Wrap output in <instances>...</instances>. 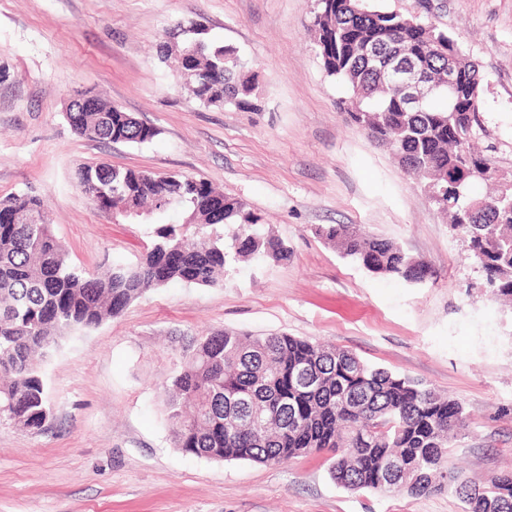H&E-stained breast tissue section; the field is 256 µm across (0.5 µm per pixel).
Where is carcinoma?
Segmentation results:
<instances>
[{"label":"carcinoma","instance_id":"carcinoma-1","mask_svg":"<svg viewBox=\"0 0 512 512\" xmlns=\"http://www.w3.org/2000/svg\"><path fill=\"white\" fill-rule=\"evenodd\" d=\"M312 30L327 74L350 86L342 102L349 121L389 148L407 172L435 176L434 205L464 237L491 296L512 300V184L484 197L482 209L468 194L471 184L488 180L476 175L489 170L474 149L478 104L468 98L458 103L442 89L409 110L395 90L377 87L376 62L361 49L366 40H379L387 50L401 40L427 71L443 73L448 54L436 40L447 33L360 0H315ZM178 57L183 58L179 77L202 105L257 106L255 77L239 50L212 42L200 22L176 25L159 44L162 63ZM457 64L470 87L481 85L472 60L461 53ZM98 103V112L66 113L76 134L124 144L149 143L159 135L121 107ZM76 180L96 204L119 192L142 219L177 211L182 222L159 226L152 249L137 263L118 262L87 275L71 265L51 224L14 222L20 211L43 213L39 198H0V422L32 434L43 429L50 410L40 359L55 351L59 340L117 315L149 288L174 280L221 284L231 254L288 257L280 240L257 233L259 218L241 201L204 181L105 164L79 168ZM217 224L233 227L231 242L222 235L189 233ZM316 233L372 273L409 282L428 274L427 265L397 243L355 225L330 224ZM167 382L172 391L167 421L174 447L185 454L268 464L329 451L338 484L378 493L384 492L381 463L392 456L405 465L398 483L412 496L447 491L467 512H512L511 473L483 484L443 477L449 436L468 426L458 401L348 350L285 333L215 331L193 337ZM248 405L262 418L258 429L240 417Z\"/></svg>","mask_w":512,"mask_h":512}]
</instances>
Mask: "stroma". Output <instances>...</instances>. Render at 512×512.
<instances>
[{
  "label": "stroma",
  "mask_w": 512,
  "mask_h": 512,
  "mask_svg": "<svg viewBox=\"0 0 512 512\" xmlns=\"http://www.w3.org/2000/svg\"><path fill=\"white\" fill-rule=\"evenodd\" d=\"M448 33L483 76L476 146L490 185L512 183V0H366ZM314 0H0V197L41 198L72 264L137 262L154 225L98 209L84 164L189 176L244 202L288 259L233 263L223 284L173 281L60 342L42 366L52 415L30 434L0 423V512H463L442 492L351 491L325 456L214 461L174 448L161 383L192 337L285 333L352 351L462 403L448 466L512 473V307L491 300L462 236L391 153L349 123L345 86L308 25ZM204 23L259 75L258 110L199 103L159 64L177 23ZM86 92L159 130L145 145L78 136ZM355 224L425 262L407 282L365 269L315 232Z\"/></svg>",
  "instance_id": "1"
}]
</instances>
